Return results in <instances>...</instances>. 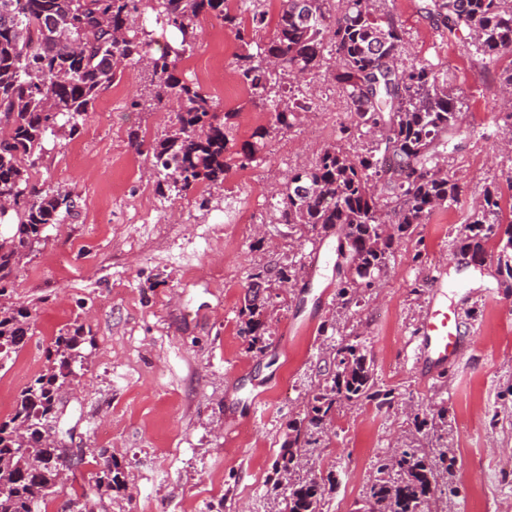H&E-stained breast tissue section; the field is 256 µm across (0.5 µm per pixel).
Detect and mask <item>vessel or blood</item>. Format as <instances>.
<instances>
[{"instance_id":"vessel-or-blood-1","label":"vessel or blood","mask_w":512,"mask_h":512,"mask_svg":"<svg viewBox=\"0 0 512 512\" xmlns=\"http://www.w3.org/2000/svg\"><path fill=\"white\" fill-rule=\"evenodd\" d=\"M434 291L413 338L412 358L421 374L433 378L445 372L461 355L457 314L443 299L442 275L433 278Z\"/></svg>"}]
</instances>
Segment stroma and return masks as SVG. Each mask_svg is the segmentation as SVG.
<instances>
[{
  "mask_svg": "<svg viewBox=\"0 0 512 512\" xmlns=\"http://www.w3.org/2000/svg\"><path fill=\"white\" fill-rule=\"evenodd\" d=\"M419 0H377L404 32L406 62L431 65L456 95L468 134L447 160L462 194L434 210L399 246L377 288L341 308L336 238L313 254V235L273 220L274 196L289 170L310 165L351 120L332 79L336 56L307 81L309 111L267 138L242 180L231 166L221 189L161 197L150 149L181 100L162 111L131 109L145 78L125 73L100 94L74 138L47 135L40 177L78 197L79 213L49 225L22 259L14 305L31 330L0 386L15 395L46 366L56 336L82 328L85 360L60 393L57 432L84 463L47 501L62 512L92 489L102 453L124 467L126 487L107 512H278L269 491L288 424L303 417L325 364L342 341L360 342L391 406L345 407L312 454L334 472L322 512H362L378 455L417 442L449 448L459 497L438 512H507L512 507V287L496 263L460 266L453 239L485 188L512 195V126L500 106L501 72L512 56L476 55L467 30L448 34ZM236 144L270 128L271 112L242 96L232 105ZM250 222L235 223L238 209ZM224 227L213 238L212 225ZM421 263H413L414 252ZM312 263L310 277L269 290L268 348L257 355L240 333L239 309L251 274L288 262ZM445 268L448 303L460 313L464 355L426 380L407 346L431 297L422 280ZM331 330H323V323ZM446 408L448 423L416 432L415 413Z\"/></svg>",
  "mask_w": 512,
  "mask_h": 512,
  "instance_id": "35a3bbf8",
  "label": "stroma"
}]
</instances>
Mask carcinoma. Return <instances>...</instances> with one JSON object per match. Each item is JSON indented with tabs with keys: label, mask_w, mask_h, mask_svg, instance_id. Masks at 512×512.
Instances as JSON below:
<instances>
[{
	"label": "carcinoma",
	"mask_w": 512,
	"mask_h": 512,
	"mask_svg": "<svg viewBox=\"0 0 512 512\" xmlns=\"http://www.w3.org/2000/svg\"><path fill=\"white\" fill-rule=\"evenodd\" d=\"M245 9L231 13L228 0H0V201L9 210L11 235L0 236V361L23 344L29 314L5 303L14 288L15 271L26 251L46 227L77 214V200L33 181L42 162L47 133L72 138L79 119L92 109L102 89L127 69L150 75L149 88L130 107L161 110L170 99L183 108L164 138L152 147L158 186L178 194L200 185L224 184L230 162L240 167L255 160L269 132L236 153L231 113L219 116L214 102L178 76V63L193 51L198 22L210 14L235 29L240 42L234 54L238 79L251 99L273 113V131L290 128L308 111L293 90L298 74H313L334 53V80L355 114L340 129V139L364 133L376 147L352 156L332 143L309 169L292 173L278 192V223L320 236L332 230L337 245L338 302L359 304L360 294L376 286L395 247L414 225L435 209L458 202L460 186L440 168V160L460 148L464 134L454 97L438 84L422 61L401 62L403 30L391 16L377 13L374 0H281L272 37L255 40L269 25L262 0H240ZM420 10L448 23V32L470 31L475 53L488 58L512 54V0H422ZM154 15L162 28L180 35L177 46L154 55L151 35L137 20ZM248 17H243V14ZM495 242L497 268L512 281V205L504 214L502 194L488 189L473 207L455 240L456 253L481 266L485 244ZM301 267L263 269L252 278L270 283L292 280ZM265 299L249 291L239 311L250 350L261 354L265 340ZM79 331L55 337L48 365L20 392L13 412L0 421V512H39L55 493L62 474L58 449L46 441L57 419L60 391L82 361ZM391 403V391L377 382L365 349L347 341L326 365L324 383L306 405L305 416L289 423L288 447L273 464L272 490L284 495L285 512H320L332 474L299 478L316 435L345 405ZM447 410L417 413L418 430L445 425ZM448 450L402 448L377 458L376 476L366 495L368 512H418L432 501L455 496L459 487ZM97 489L110 496L125 486L121 464L107 456L100 464Z\"/></svg>",
	"instance_id": "carcinoma-1"
}]
</instances>
